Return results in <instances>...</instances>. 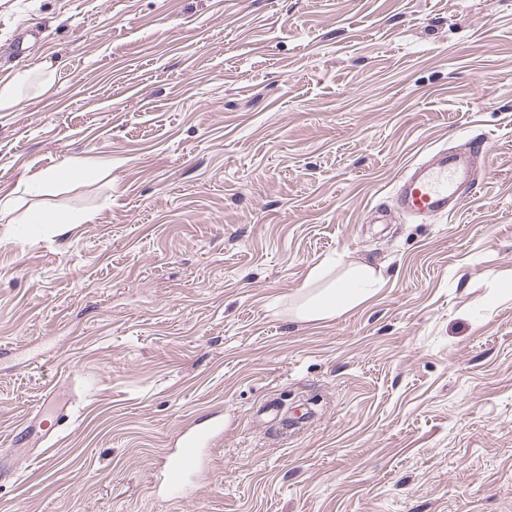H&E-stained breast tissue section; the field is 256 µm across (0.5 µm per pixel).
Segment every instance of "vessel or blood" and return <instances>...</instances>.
<instances>
[{"mask_svg":"<svg viewBox=\"0 0 512 512\" xmlns=\"http://www.w3.org/2000/svg\"><path fill=\"white\" fill-rule=\"evenodd\" d=\"M485 153L484 141L475 140L467 155L442 150L434 160L409 165L398 180V209L416 217L456 211L463 202L460 188L469 182L475 160ZM72 408L71 393L57 386L48 389L36 412L16 429L13 442L23 448L43 447L45 441L57 437L59 425L69 422ZM222 434L218 422L183 432L177 450L160 466L158 489L177 498L185 496L189 475L198 465L203 448Z\"/></svg>","mask_w":512,"mask_h":512,"instance_id":"1","label":"vessel or blood"}]
</instances>
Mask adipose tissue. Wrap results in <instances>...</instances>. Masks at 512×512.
<instances>
[{"instance_id":"1","label":"adipose tissue","mask_w":512,"mask_h":512,"mask_svg":"<svg viewBox=\"0 0 512 512\" xmlns=\"http://www.w3.org/2000/svg\"><path fill=\"white\" fill-rule=\"evenodd\" d=\"M57 69L44 64L14 70L0 77V112L14 111L27 98L47 93L56 81ZM330 263L313 267L308 281L315 289L297 305L295 314L303 321L332 319L373 298L383 286V277L373 265L360 262L337 279L330 278Z\"/></svg>"}]
</instances>
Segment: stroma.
<instances>
[{"mask_svg":"<svg viewBox=\"0 0 512 512\" xmlns=\"http://www.w3.org/2000/svg\"><path fill=\"white\" fill-rule=\"evenodd\" d=\"M47 61L0 112V512H512V0H0V77ZM476 136L458 211L396 208ZM325 260L384 284L299 321ZM64 381L33 462L11 437ZM216 412L194 495L156 496ZM57 65L14 70L0 78V112L14 111L31 96L47 93L55 84ZM107 166V161L91 156L68 160L63 166L57 169L54 174L37 177L28 182L26 189L30 193H36L39 192L44 185L55 182L56 180L74 177L91 178L94 177L100 169Z\"/></svg>","mask_w":512,"mask_h":512,"instance_id":"obj_1","label":"stroma"}]
</instances>
